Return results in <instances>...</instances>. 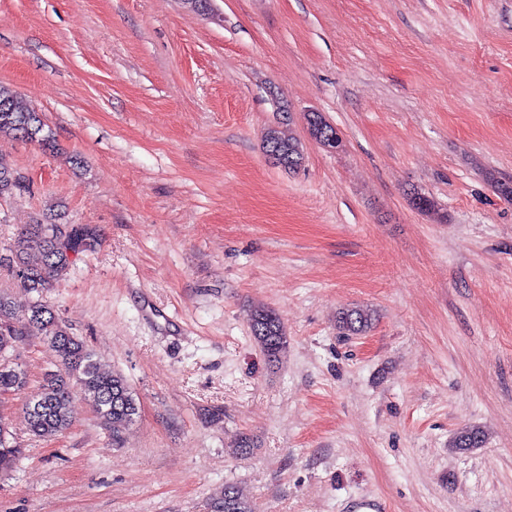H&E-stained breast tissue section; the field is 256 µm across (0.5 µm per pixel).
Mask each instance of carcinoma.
Listing matches in <instances>:
<instances>
[{"label":"carcinoma","instance_id":"1","mask_svg":"<svg viewBox=\"0 0 512 512\" xmlns=\"http://www.w3.org/2000/svg\"><path fill=\"white\" fill-rule=\"evenodd\" d=\"M309 137L322 144L331 123L320 112L305 114ZM35 141L51 142L44 123L20 95L0 86V134ZM264 152L278 156L279 167L297 171L305 163L303 142L292 131L277 125L263 136ZM25 188L23 176L0 156V198ZM57 224H27L16 235L10 255L0 256L14 273L17 287L30 295L27 317L15 318L14 303L0 293V399L25 394L23 410L27 432L37 440L50 442L68 430L75 419V400L91 405L101 423L117 440L139 414V407L125 377L104 373L97 367L92 352L57 316L46 299L54 277L84 254L94 252L100 243L96 226L82 225V232L69 246L59 243ZM372 325V313L360 307L340 312L336 328L343 337L365 333ZM250 333L270 362H276L287 348L288 339L277 314L270 309L257 310L250 319ZM28 336H39L59 360L60 369L50 371L33 391H27L26 372L15 362L14 351ZM485 442L478 428H465L453 437L451 446L460 450L477 448ZM22 458V449L14 441L8 417L0 409V474L12 472ZM216 512H253L247 497L233 484L214 504Z\"/></svg>","mask_w":512,"mask_h":512}]
</instances>
